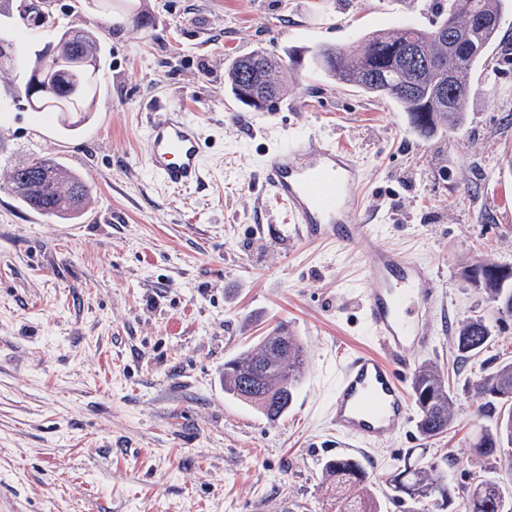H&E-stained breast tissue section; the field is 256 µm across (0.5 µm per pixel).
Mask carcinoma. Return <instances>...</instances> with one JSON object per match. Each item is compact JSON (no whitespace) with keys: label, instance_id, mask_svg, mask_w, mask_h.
<instances>
[{"label":"carcinoma","instance_id":"cac0c4a2","mask_svg":"<svg viewBox=\"0 0 512 512\" xmlns=\"http://www.w3.org/2000/svg\"><path fill=\"white\" fill-rule=\"evenodd\" d=\"M510 10L512 0H448V6L436 8L427 27L406 24L385 36L370 33L355 51L320 46L313 58L319 69L337 82L394 102L408 113L413 127L430 138L463 124L473 73L483 64L485 52L498 38L499 22ZM477 17L492 18L496 24H479L475 22ZM441 29L450 33L452 42L437 38ZM71 43L100 60L101 44L94 32L62 27L54 42L34 52L28 70L40 63L50 46L66 48ZM409 46L420 58L428 60V65L422 66L408 57ZM0 61L9 68L19 62L17 46L1 36ZM293 70L291 57L257 49L233 62L227 80L241 104L246 101L238 89L247 82L274 104ZM100 77L98 65L90 70L70 67L65 78L49 80V91L32 95L25 82L16 94L27 100L30 111L53 117L65 130L74 131L93 111ZM28 161L50 171L51 178L47 184L32 188L22 181L19 167H14L5 189L23 206L49 219L73 218L85 208L91 189L79 174L40 154ZM494 267V263L479 262L471 267L469 279L483 288L491 301L503 304L502 313L512 315V278L498 279L492 272ZM491 340V329L485 321H463L455 336L459 360L464 363L478 356ZM256 362L261 363L260 395L247 389L248 375ZM304 365L301 339L284 328H276L245 354L224 362V393L274 423L288 411ZM411 385L418 406V436L428 441L442 435L453 418L454 406L444 373L431 364H422L415 369ZM470 390L479 401L480 413L501 404L493 423L484 427L471 444V466L475 468L471 481L448 480L449 457L435 458L388 475L390 500L409 499L416 505V512H460L461 504L466 512H512V491H506L499 479L491 476L494 465L502 461L512 471V361L497 364L472 382ZM323 473L324 481L336 489V512H382L381 503L371 492L368 472L360 462L338 457L324 464Z\"/></svg>","mask_w":512,"mask_h":512}]
</instances>
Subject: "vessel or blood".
Returning a JSON list of instances; mask_svg holds the SVG:
<instances>
[{
    "mask_svg": "<svg viewBox=\"0 0 512 512\" xmlns=\"http://www.w3.org/2000/svg\"><path fill=\"white\" fill-rule=\"evenodd\" d=\"M203 153L198 127L180 107H168L147 129L149 165L172 189L200 183ZM260 179L303 236L371 245L373 227L363 223L360 208L362 170L345 148L313 133L296 135L287 147L266 153ZM372 262L376 286L362 314L380 348L346 356L330 403L337 436L358 443L393 437L416 411L399 365L408 348L426 342L437 298L428 269L405 253L374 248Z\"/></svg>",
    "mask_w": 512,
    "mask_h": 512,
    "instance_id": "obj_1",
    "label": "vessel or blood"
}]
</instances>
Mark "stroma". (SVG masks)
<instances>
[{
	"mask_svg": "<svg viewBox=\"0 0 512 512\" xmlns=\"http://www.w3.org/2000/svg\"><path fill=\"white\" fill-rule=\"evenodd\" d=\"M432 0H128L124 15L54 0L60 24L101 25L103 80L89 122L64 135L16 99L0 71V512H336L323 463L337 454L330 396L345 353L377 348L361 302L376 286L361 249L298 236L261 186L266 152L297 132L348 147L381 246L426 265L437 287L429 339L407 350L447 374L454 420L414 424L360 452L384 512L394 470L449 455L462 483L488 419L469 382L512 358V317L466 272L512 265V11L472 79L467 120L427 139L389 100L311 60L366 33L429 25ZM263 48L296 71L274 110L239 103L224 75ZM182 106L205 143L203 183L165 187L147 168L149 101ZM58 157L92 188L74 223L4 188L30 154ZM483 317L488 350L459 362L458 325ZM300 336L307 367L270 423L224 392V362L274 326Z\"/></svg>",
	"mask_w": 512,
	"mask_h": 512,
	"instance_id": "stroma-1",
	"label": "stroma"
}]
</instances>
